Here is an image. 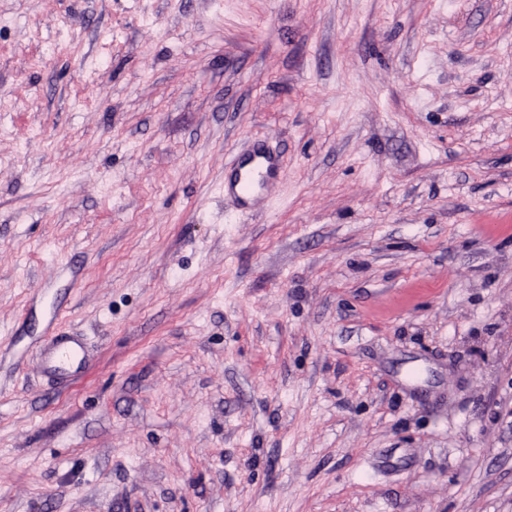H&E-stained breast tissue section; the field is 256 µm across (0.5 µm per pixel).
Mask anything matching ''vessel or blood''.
Returning a JSON list of instances; mask_svg holds the SVG:
<instances>
[{"mask_svg": "<svg viewBox=\"0 0 512 512\" xmlns=\"http://www.w3.org/2000/svg\"><path fill=\"white\" fill-rule=\"evenodd\" d=\"M281 169L278 155L265 150L261 144H254L246 153L231 160L224 192L233 197L241 209H261ZM41 361L48 377L67 383L81 379L88 368V355L80 339L59 332L54 333L46 345Z\"/></svg>", "mask_w": 512, "mask_h": 512, "instance_id": "vessel-or-blood-1", "label": "vessel or blood"}]
</instances>
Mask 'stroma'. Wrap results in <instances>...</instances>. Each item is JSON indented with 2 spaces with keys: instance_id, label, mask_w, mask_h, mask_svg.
<instances>
[{
  "instance_id": "1",
  "label": "stroma",
  "mask_w": 512,
  "mask_h": 512,
  "mask_svg": "<svg viewBox=\"0 0 512 512\" xmlns=\"http://www.w3.org/2000/svg\"><path fill=\"white\" fill-rule=\"evenodd\" d=\"M0 512H512V0H0ZM252 164L249 168H245ZM231 177L224 181V194L235 199L242 210H260L270 187L278 181L282 164L278 155L255 142L246 153L229 163ZM41 361L48 377L67 383L81 379L88 368V355L80 339L57 331L43 350Z\"/></svg>"
}]
</instances>
